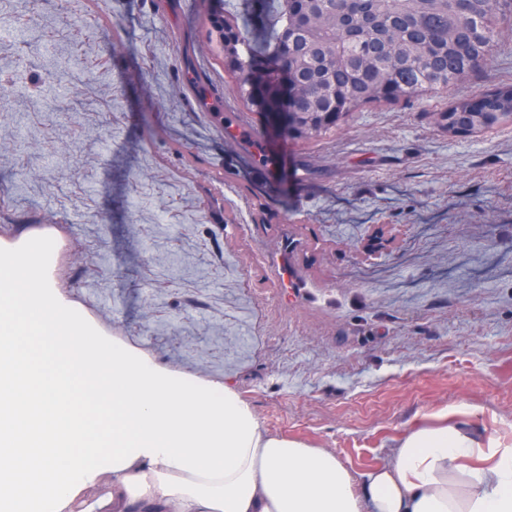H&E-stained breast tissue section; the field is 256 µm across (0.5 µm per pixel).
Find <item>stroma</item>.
Returning a JSON list of instances; mask_svg holds the SVG:
<instances>
[{"mask_svg": "<svg viewBox=\"0 0 512 512\" xmlns=\"http://www.w3.org/2000/svg\"><path fill=\"white\" fill-rule=\"evenodd\" d=\"M107 9L86 42L68 0H12L29 39L0 57V197L17 235L59 224L61 298L172 372L232 386L358 486L447 407L512 446V119L458 135L439 121L512 85V38L448 92L297 140L205 44L213 14L245 0ZM374 224L400 236L367 258Z\"/></svg>", "mask_w": 512, "mask_h": 512, "instance_id": "stroma-1", "label": "stroma"}]
</instances>
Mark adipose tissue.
I'll list each match as a JSON object with an SVG mask.
<instances>
[{
    "label": "adipose tissue",
    "mask_w": 512,
    "mask_h": 512,
    "mask_svg": "<svg viewBox=\"0 0 512 512\" xmlns=\"http://www.w3.org/2000/svg\"><path fill=\"white\" fill-rule=\"evenodd\" d=\"M3 278L0 512H512V448L447 411L409 426L357 487L330 450L267 432L233 388L175 374L121 338L96 342L55 289L36 286L33 263L0 265ZM31 335L43 365L21 345ZM88 365L111 421L87 405Z\"/></svg>",
    "instance_id": "adipose-tissue-1"
}]
</instances>
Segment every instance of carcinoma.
Masks as SVG:
<instances>
[{
  "mask_svg": "<svg viewBox=\"0 0 512 512\" xmlns=\"http://www.w3.org/2000/svg\"><path fill=\"white\" fill-rule=\"evenodd\" d=\"M251 34L234 13L224 22L236 44L222 46L224 72L250 99L253 58L286 45L295 74L291 97L276 95L267 111L349 116L382 101L428 97L468 79L490 48L512 29L500 19L512 0H265ZM512 115V85L480 103L460 100L445 125L474 133Z\"/></svg>",
  "mask_w": 512,
  "mask_h": 512,
  "instance_id": "1",
  "label": "carcinoma"
}]
</instances>
